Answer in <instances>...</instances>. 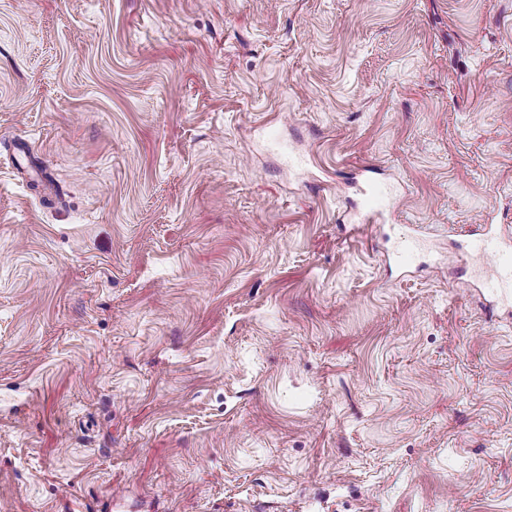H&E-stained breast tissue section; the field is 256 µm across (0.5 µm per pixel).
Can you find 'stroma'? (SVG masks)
<instances>
[{
    "mask_svg": "<svg viewBox=\"0 0 512 512\" xmlns=\"http://www.w3.org/2000/svg\"><path fill=\"white\" fill-rule=\"evenodd\" d=\"M487 224L512 0H0V512H512ZM385 208V195L380 188V183L369 180V188L364 192L362 209L365 214L362 223H369V216L376 214Z\"/></svg>",
    "mask_w": 512,
    "mask_h": 512,
    "instance_id": "35a3bbf8",
    "label": "stroma"
}]
</instances>
